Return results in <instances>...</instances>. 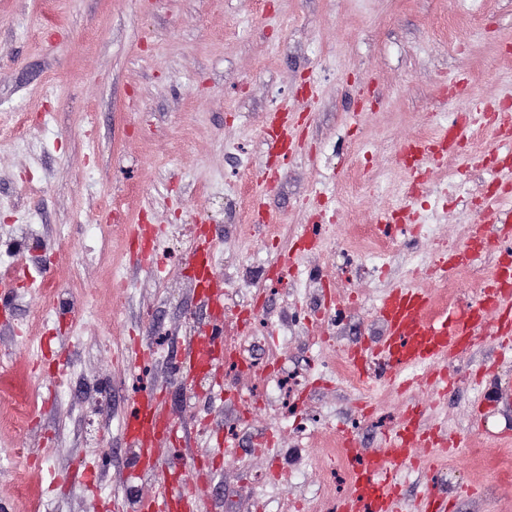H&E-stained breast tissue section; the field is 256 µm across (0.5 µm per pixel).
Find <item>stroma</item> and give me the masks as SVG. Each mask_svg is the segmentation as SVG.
I'll list each match as a JSON object with an SVG mask.
<instances>
[{
	"mask_svg": "<svg viewBox=\"0 0 512 512\" xmlns=\"http://www.w3.org/2000/svg\"><path fill=\"white\" fill-rule=\"evenodd\" d=\"M484 103L512 105V0H0V127L27 117L0 137V276L27 273L0 310V370L33 402L23 429L0 427V508L108 512L180 481L181 457L200 469L197 512H333L351 489L339 431L381 450L414 403L461 447L402 468L407 512L431 482L448 512H512L497 473L512 468V357L493 338L455 347L437 394L336 373L383 335L394 288L475 303L492 278L491 248L447 281L427 271L462 250L486 194L512 193V152L474 126L452 166L421 179L401 161ZM286 104L308 113L287 160L266 145ZM383 211L406 230L374 261L359 237ZM203 237L220 308L193 277ZM333 299L348 308L323 320ZM218 322L238 361L177 376ZM135 339L148 356L130 365ZM149 393L162 429L144 452L123 423Z\"/></svg>",
	"mask_w": 512,
	"mask_h": 512,
	"instance_id": "1",
	"label": "stroma"
}]
</instances>
